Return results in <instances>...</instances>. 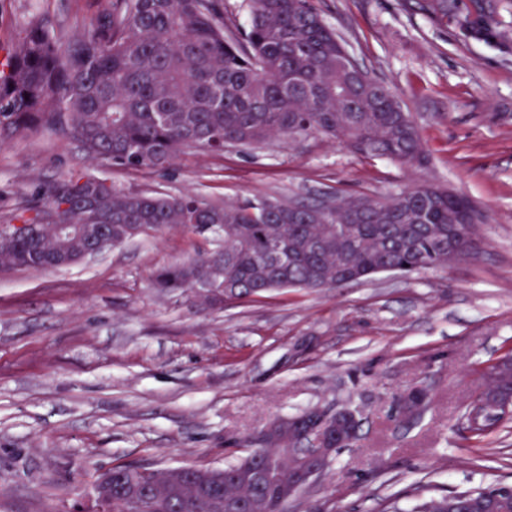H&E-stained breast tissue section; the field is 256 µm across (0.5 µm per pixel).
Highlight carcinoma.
<instances>
[{"label": "carcinoma", "instance_id": "carcinoma-1", "mask_svg": "<svg viewBox=\"0 0 512 512\" xmlns=\"http://www.w3.org/2000/svg\"><path fill=\"white\" fill-rule=\"evenodd\" d=\"M439 24L462 17L469 39L512 50L500 12L512 0H405ZM249 24L224 22V0H104L89 27L67 37L37 16L0 61V145L36 128L79 143L89 158L124 169L162 170L186 148L212 154L228 146L292 142L320 133L367 158L424 167L428 155L417 125L392 91L371 78V96L354 84L365 72L310 0H248ZM327 215L318 204L245 199L214 204L193 195L117 191L101 177L77 172L25 199L10 221L36 224V233L0 238V271L38 269L76 261L87 247L82 227L103 219L122 244L149 230L183 226L203 234L224 230V251L170 265L159 288H200L216 277L227 291L212 301L259 298L283 288H338L386 267L416 272L446 267L448 253H476L483 214L464 195L421 182L383 199L330 193ZM72 231L58 235L52 224ZM491 379L464 404L467 439L482 443L512 412L497 411L477 426L480 402L512 397V348L487 366ZM428 392L416 386L398 410H420ZM336 447L359 434L361 413L347 408ZM310 410L281 425L263 444L222 468L189 467L184 479L158 491L154 476L136 466L112 467V512L137 498L141 512H288L276 478L288 477L282 444L314 424ZM494 499L512 512V484L490 483L452 495L425 496L381 512H472Z\"/></svg>", "mask_w": 512, "mask_h": 512}]
</instances>
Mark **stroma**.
I'll list each match as a JSON object with an SVG mask.
<instances>
[{
    "mask_svg": "<svg viewBox=\"0 0 512 512\" xmlns=\"http://www.w3.org/2000/svg\"><path fill=\"white\" fill-rule=\"evenodd\" d=\"M404 0H311L416 121L422 170L367 160L312 134L293 144L185 150L160 171L91 161L41 129L0 146V223L44 186L83 171L123 192L208 202H305L325 191L385 197L427 180L484 214L474 257L340 288L278 290L214 304L164 291L162 266L222 250L224 233L177 226L80 263L0 273V512H91L116 463L220 467L268 421L360 407L356 446L290 512H377L390 496L512 483V432L476 447L460 413L485 367L512 349V54L462 41ZM99 0H0V43L36 15L72 35ZM431 395L410 422L415 385Z\"/></svg>",
    "mask_w": 512,
    "mask_h": 512,
    "instance_id": "1",
    "label": "stroma"
}]
</instances>
